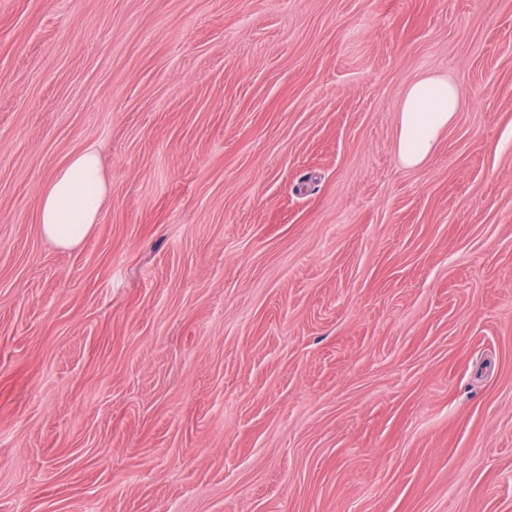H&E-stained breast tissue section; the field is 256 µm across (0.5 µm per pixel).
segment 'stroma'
Masks as SVG:
<instances>
[{"label": "stroma", "mask_w": 512, "mask_h": 512, "mask_svg": "<svg viewBox=\"0 0 512 512\" xmlns=\"http://www.w3.org/2000/svg\"><path fill=\"white\" fill-rule=\"evenodd\" d=\"M0 512H512V0H0ZM462 101L461 88L446 77L421 76L406 85L396 137V153L403 166L414 168L428 160ZM107 200L100 158L93 147L83 149L54 172L41 193L43 235L63 248L81 243L99 222Z\"/></svg>", "instance_id": "obj_1"}]
</instances>
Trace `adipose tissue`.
<instances>
[{
    "instance_id": "obj_1",
    "label": "adipose tissue",
    "mask_w": 512,
    "mask_h": 512,
    "mask_svg": "<svg viewBox=\"0 0 512 512\" xmlns=\"http://www.w3.org/2000/svg\"><path fill=\"white\" fill-rule=\"evenodd\" d=\"M463 101L461 88L447 78L421 76L405 87L399 108L396 153L403 166L422 165ZM108 200V187L94 148L74 154L45 185L38 220L43 235L68 248L92 232Z\"/></svg>"
}]
</instances>
